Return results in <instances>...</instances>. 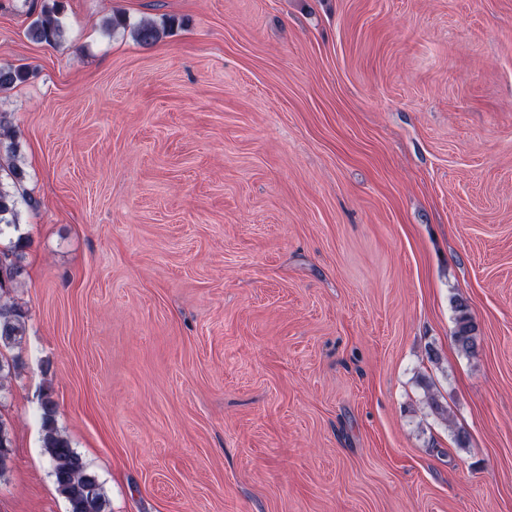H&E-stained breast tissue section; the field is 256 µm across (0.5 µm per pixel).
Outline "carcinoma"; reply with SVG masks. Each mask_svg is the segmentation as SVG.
<instances>
[{"label":"carcinoma","mask_w":512,"mask_h":512,"mask_svg":"<svg viewBox=\"0 0 512 512\" xmlns=\"http://www.w3.org/2000/svg\"><path fill=\"white\" fill-rule=\"evenodd\" d=\"M59 0H41L36 17L27 28V35L40 43L56 44L64 34ZM108 31L127 30L142 45L158 41L163 30L156 23L141 20L127 22L121 13L111 15L104 23ZM30 70L24 65L0 66V91L25 83ZM9 121L0 115V173L8 183L0 180V235L4 228H18L19 189L26 179V171L19 162ZM23 238L0 247V350L20 347L26 334L27 313L10 298V294L25 273ZM453 342L457 350L466 355L478 351L477 325L467 305L455 306ZM19 368V358L10 359L0 353V392L8 389ZM42 444L49 457L51 473L58 493L65 499L68 512H107L108 501L102 484L89 469L71 441L58 429V404L52 393L43 395L40 403ZM12 452V427L0 419V476L8 469Z\"/></svg>","instance_id":"carcinoma-1"}]
</instances>
